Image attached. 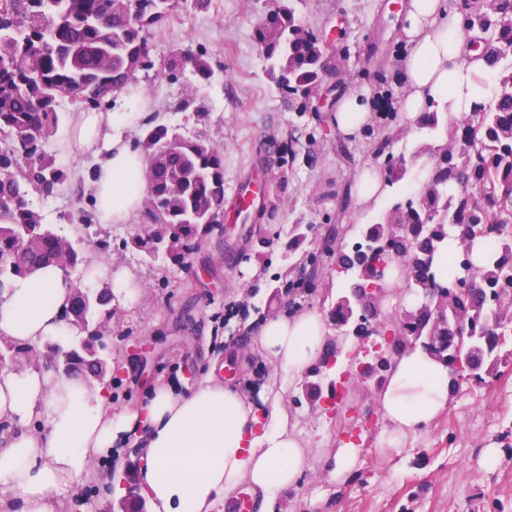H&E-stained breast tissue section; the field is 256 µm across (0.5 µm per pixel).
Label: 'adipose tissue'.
Here are the masks:
<instances>
[{
  "label": "adipose tissue",
  "mask_w": 512,
  "mask_h": 512,
  "mask_svg": "<svg viewBox=\"0 0 512 512\" xmlns=\"http://www.w3.org/2000/svg\"><path fill=\"white\" fill-rule=\"evenodd\" d=\"M478 9L477 0H401L394 48L374 61L396 76L392 106L404 122L431 102L461 99L462 72L487 71L472 48L481 33L468 23ZM369 97L364 87L347 90L329 116L350 142L364 141L374 123ZM145 106L140 89L128 85L111 110L74 115L73 142L103 153L93 182L99 223H128L144 203L148 159L129 130ZM73 291L58 267L13 281L0 293V343L38 349L74 335L65 318ZM332 334L315 309L261 320L252 352L275 367L280 382L265 385L257 401L212 368L182 391L155 381L143 399L121 406L104 384L90 387L39 370L0 373V512H61L92 458L102 454L113 455L114 468L94 474L95 481L105 495L121 493L112 473L124 468L127 446L143 460L138 482L153 512H224L244 486L258 512H277L279 495L298 488L315 459L280 393L320 361ZM454 390L445 361L418 344L403 348L378 395L385 445L399 447L435 425Z\"/></svg>",
  "instance_id": "1"
}]
</instances>
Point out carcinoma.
I'll return each mask as SVG.
<instances>
[{
	"label": "carcinoma",
	"instance_id": "carcinoma-1",
	"mask_svg": "<svg viewBox=\"0 0 512 512\" xmlns=\"http://www.w3.org/2000/svg\"><path fill=\"white\" fill-rule=\"evenodd\" d=\"M171 14L157 0H0V292L16 278L59 266L75 272L86 253L42 223L29 196H54L65 174L49 152L68 99L85 109H106L137 73L153 67L149 39ZM484 34L490 71L471 76L467 113H451V101L432 103L415 128L424 138L410 158L393 151L387 137L372 146L385 158L395 199L379 222L363 224L358 241L343 245L330 234L325 246L339 273L350 279V292L331 313L335 322L360 324L368 336L376 326L394 325L406 341L430 340L431 350L448 362L491 373L512 331V0H487L468 18ZM255 41L280 92L290 102L306 103L329 68L328 49L304 28L287 0L259 18ZM191 65L203 80L213 75L206 53H172V78ZM446 135L444 150L429 141ZM147 153L146 216L152 229L132 240L154 264H182L218 226L224 202V154L200 140H188L165 125L145 123L136 141ZM426 154L433 176L416 198L402 195L408 169ZM464 247L455 253L448 281L436 279L434 259L448 230ZM305 228L288 229L286 255L306 241ZM492 240L491 262L475 266L472 245ZM381 241L404 270V287L421 300L397 321L382 315L375 301ZM468 267L473 286L456 295L452 283ZM77 335L76 364L102 379L110 362L108 345L97 331L80 323L71 308Z\"/></svg>",
	"mask_w": 512,
	"mask_h": 512
}]
</instances>
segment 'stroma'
<instances>
[{
  "instance_id": "obj_1",
  "label": "stroma",
  "mask_w": 512,
  "mask_h": 512,
  "mask_svg": "<svg viewBox=\"0 0 512 512\" xmlns=\"http://www.w3.org/2000/svg\"><path fill=\"white\" fill-rule=\"evenodd\" d=\"M275 0H208L201 9H178L153 40L152 69L140 72L138 83L150 100L148 117L175 129L181 136L201 140L224 152V193L232 195L238 181L257 164L262 150L291 147L284 169L268 172L271 215L243 225L249 241L243 248L220 254L214 243L204 244L179 266L150 263L131 247V240L149 228L144 213L125 224L91 221L82 233L92 242H104L95 253L105 266H121L143 284L137 308H126L113 297L112 321L106 329L113 362L132 365L133 374L113 377L115 401L140 400L160 377L185 378L209 368L217 357L211 345L222 337L235 357L223 374L237 384L273 375L272 366L252 356L253 342L229 324L225 312L241 303L266 316L287 310L292 298L271 300L270 284L298 279L307 257L318 255L320 242L338 227L343 243H352L359 225L382 217L386 206L354 212L342 200L353 175L373 155L368 143L344 144L327 121L332 111L325 102L327 89L350 85L370 87L381 94L386 86L370 63L368 47L388 45L393 17L379 12L377 0H295L297 16L317 34L342 26L333 60L342 61L340 77L323 80L307 102L305 112L288 105L260 57L253 39L254 25ZM205 51L215 69L205 82L184 70L178 80L166 77L172 50ZM195 93L196 105L180 110L179 102ZM78 107L66 105L51 150L67 179L57 197L31 195L46 224L70 233L68 214L76 213L81 194L92 193L89 173L95 157L79 147L62 151L70 122ZM347 152H340V145ZM309 226L302 258H283L290 225ZM259 277L247 276L251 266ZM316 291L300 299L304 308L329 312L345 292L330 258L321 257ZM502 362L480 380H465L438 424L410 438L407 445L383 449L378 436L382 419L364 424L358 415L377 404L378 377L351 378L338 390L335 413L303 398L301 388L284 394L283 405L297 417L305 436L324 447L336 448L354 439L357 465L342 480H330L324 460L297 491L280 499L281 512H512V335L501 349Z\"/></svg>"
}]
</instances>
